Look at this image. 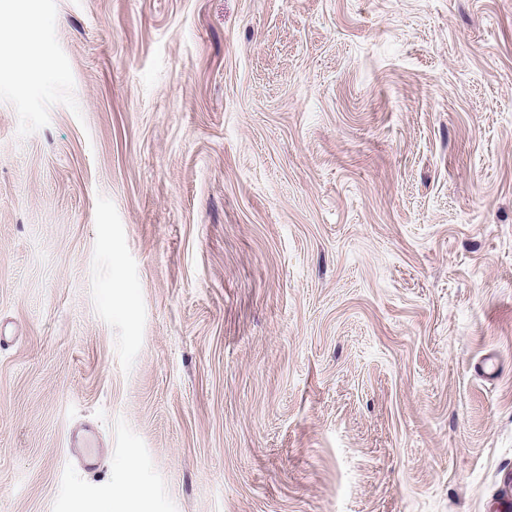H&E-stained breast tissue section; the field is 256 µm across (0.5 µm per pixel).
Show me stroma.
Masks as SVG:
<instances>
[{"label":"stroma","mask_w":512,"mask_h":512,"mask_svg":"<svg viewBox=\"0 0 512 512\" xmlns=\"http://www.w3.org/2000/svg\"><path fill=\"white\" fill-rule=\"evenodd\" d=\"M0 512H504L512 0H0ZM92 425L94 468L69 430ZM127 469L129 473L128 482L124 487L109 496L104 512H112V510L116 512H140L134 511V505L138 502L140 496V490L135 478V457L131 456L128 458ZM112 502L114 509H112Z\"/></svg>","instance_id":"obj_1"}]
</instances>
